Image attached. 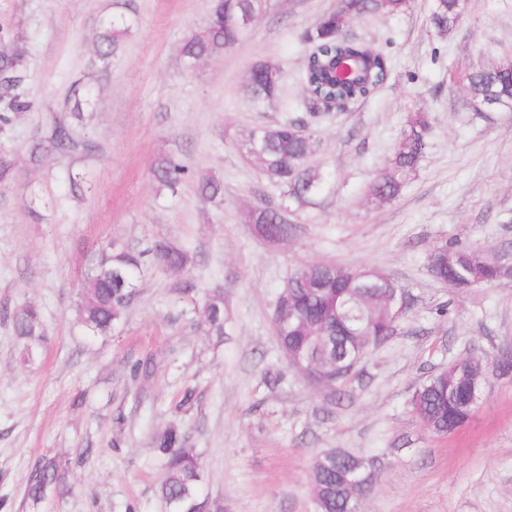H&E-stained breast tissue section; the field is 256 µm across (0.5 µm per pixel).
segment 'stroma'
<instances>
[{"mask_svg": "<svg viewBox=\"0 0 512 512\" xmlns=\"http://www.w3.org/2000/svg\"><path fill=\"white\" fill-rule=\"evenodd\" d=\"M336 0H269L250 35L188 65L184 42L202 33L213 0H0V28L27 49L25 92L34 107L0 133L16 177L0 184V313L40 306L47 341L23 363L0 316V512H166L156 487L163 462L152 436L183 424L200 456L208 512H314V457L342 448L383 469L361 512H512V378L490 376L471 420L455 434L429 431L410 398L431 374L465 356L492 359L512 344V280L448 289L428 270L433 246L512 247V112L467 105L466 75L512 55V0H467L459 24L439 34L431 0L388 16H363L350 35L386 54L389 80L342 111L307 100L299 73L303 32ZM129 18L109 70L94 67L98 22ZM280 65L279 110L259 112L243 86L259 61ZM91 100L77 139L90 154L35 164L30 148L65 117L72 84ZM428 113L427 148L392 201L365 199L406 118ZM309 120L321 137L313 159L327 176L317 204L292 217L278 243L256 235L247 210L282 200L248 163L251 127ZM224 179V202L193 185L157 194L160 153ZM87 182L72 196L69 176ZM169 239L193 256L179 273L149 262L113 335L88 334L75 303L92 253ZM370 268L406 293L387 341L358 365L335 401L308 385L280 351L273 313L298 266ZM224 293V334L196 324L206 293ZM148 362V374L130 368ZM196 399L176 407L185 388ZM69 461L71 490L32 506L26 489L42 456Z\"/></svg>", "mask_w": 512, "mask_h": 512, "instance_id": "35a3bbf8", "label": "stroma"}]
</instances>
